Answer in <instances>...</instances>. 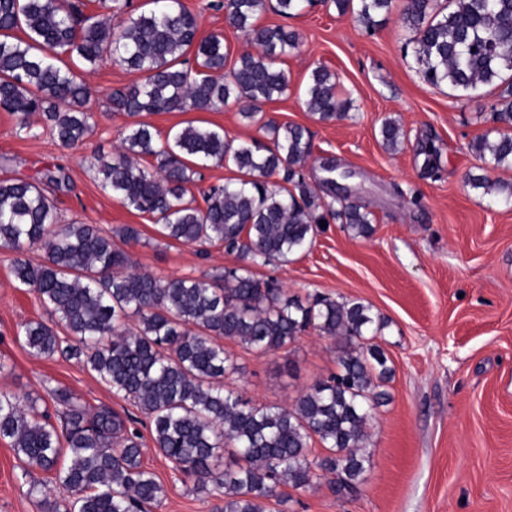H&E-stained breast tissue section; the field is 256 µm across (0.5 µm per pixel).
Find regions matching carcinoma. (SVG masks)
<instances>
[{"label":"carcinoma","instance_id":"carcinoma-1","mask_svg":"<svg viewBox=\"0 0 512 512\" xmlns=\"http://www.w3.org/2000/svg\"><path fill=\"white\" fill-rule=\"evenodd\" d=\"M311 0H224L215 5L255 52L226 68L223 37L198 38V20L182 0H149L143 11L113 0L100 20L71 0H0V110L30 128L42 114L60 145L76 148L93 132L91 91L64 63L76 57L96 66L108 57L140 75L110 94L112 110L130 118L112 160L83 158L121 205L155 218L166 237L188 245H222L242 265L202 278L159 279L131 271L132 255L92 224H61L57 207L35 183L0 180V248L14 254L15 279L37 293L73 336L61 338L40 321L23 326L34 354L76 359L116 395L131 400L151 421L155 448L195 476L203 492L223 496L220 512H266L281 500L278 488H303L315 470L336 475L338 494L353 493L370 461L367 425L388 400L381 390L393 368L377 339L385 327L371 306L320 294L287 296L276 282L260 280L255 265L287 263L312 244L321 222L346 225L355 238L374 231L372 213L358 198L336 193L340 172L327 162L328 198L305 175L312 156L310 132L299 125L262 122L258 105L287 93L281 57L298 50L301 36L259 26L268 7L284 17ZM350 12L366 29L381 24L393 0H323ZM400 20L405 47L424 81L459 95L505 85L492 121L498 127L476 138L472 151L491 169H512V0H405ZM234 100L261 122L271 144L235 142L223 131L191 123L160 139L140 120L157 112L215 111ZM321 122L348 117L349 99L336 95V77L312 70L304 101ZM383 144L395 150L401 127L387 118ZM423 174L440 168V148L417 146ZM152 157L153 168L141 164ZM232 164L242 178L199 189L208 163ZM469 185L512 204V183L484 174ZM36 246L44 262L24 258ZM134 320V327L125 321ZM310 326L340 343L339 372L301 395L293 408L258 406L224 380L239 368L220 344L233 339L260 354L279 351ZM64 407L57 430L46 412L10 391H0V439L23 466L21 478L42 492L38 471L51 473L71 497L51 512H150L163 489L141 460V435L107 406L94 410L66 392L52 390ZM319 441L327 451L310 457Z\"/></svg>","mask_w":512,"mask_h":512}]
</instances>
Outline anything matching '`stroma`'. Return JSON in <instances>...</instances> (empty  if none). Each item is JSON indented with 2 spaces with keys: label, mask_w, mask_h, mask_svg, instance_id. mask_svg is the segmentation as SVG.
<instances>
[{
  "label": "stroma",
  "mask_w": 512,
  "mask_h": 512,
  "mask_svg": "<svg viewBox=\"0 0 512 512\" xmlns=\"http://www.w3.org/2000/svg\"><path fill=\"white\" fill-rule=\"evenodd\" d=\"M183 2L198 17L200 37L223 34L234 58L247 50L243 34L210 9L211 0ZM258 23L288 26L302 40L280 62L290 77L287 95L261 104V112L310 131L311 183L322 178L325 161L352 171L347 185L372 213L375 231L355 238L330 222L290 262L253 272L290 296L320 293L372 306L386 323L380 343L394 370L385 385L390 399L369 429L371 457L357 494L336 495L330 475L317 470L308 486H285L286 503L267 501V512H512V208L467 183L482 165L470 144L491 130L499 88L457 97L448 87L425 83L404 54V32L394 16L369 33L354 16L314 0L295 17L269 10ZM319 66L335 75L339 97L353 100L348 118L324 123L307 111L304 90ZM84 78L95 129L82 147H61L40 116L22 130L14 115L0 110V179L46 182L64 168L68 188L47 187L62 223L96 224L108 232L135 225L141 239L128 250L137 271L199 277L238 266L223 246L203 251L164 237L150 215L127 209L103 189L82 157L117 149L128 119L113 113L108 95L138 76L106 59ZM243 108L231 101L215 112H160L146 120L163 135L191 122L221 128L235 141L266 140L258 123L242 117ZM388 117L406 134L394 153L379 134ZM425 135L441 149L435 177L423 175L416 155ZM11 259L0 249V390L52 412L50 391L63 388L87 407L104 405L132 417L142 434V462L164 488L151 512H216L222 498L198 492L193 477L162 456L147 416L132 401L113 394L78 360L38 356L26 347L27 322L42 321L61 336L66 329L33 291L18 285ZM223 345L240 367L227 386L258 405L292 407L337 369V339L315 328L263 355L235 340ZM20 466L9 441L0 440V512H44Z\"/></svg>",
  "instance_id": "1"
}]
</instances>
